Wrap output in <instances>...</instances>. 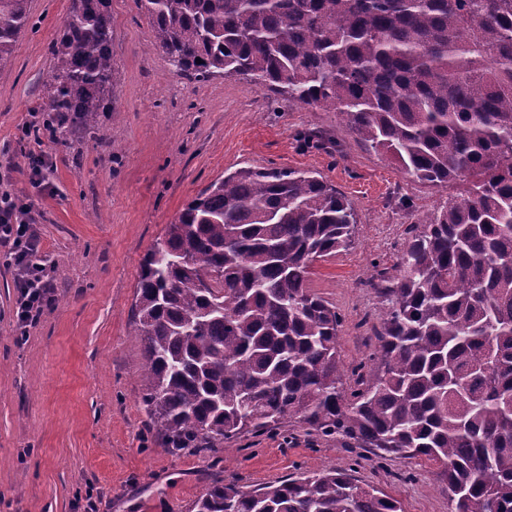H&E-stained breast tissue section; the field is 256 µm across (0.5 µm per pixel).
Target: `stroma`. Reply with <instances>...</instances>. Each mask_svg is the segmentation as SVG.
I'll use <instances>...</instances> for the list:
<instances>
[{
  "label": "stroma",
  "instance_id": "35a3bbf8",
  "mask_svg": "<svg viewBox=\"0 0 512 512\" xmlns=\"http://www.w3.org/2000/svg\"><path fill=\"white\" fill-rule=\"evenodd\" d=\"M70 0H31L32 28L0 67V179L34 202L49 310L20 336L15 270L0 259V512H189L211 482L256 488L333 468L398 500L449 512L435 464L379 458L297 419L225 443L223 454L167 447L142 406V346L131 326L140 265L185 204L252 166L318 173L357 214L353 244L319 261L312 292L342 317L338 354L354 370L378 347L386 303L370 288L395 276L418 215L448 199L357 143L333 112L273 99L240 78L177 73L135 0H112L114 109L66 143L20 141L50 72L49 45ZM48 152L43 188L27 157Z\"/></svg>",
  "mask_w": 512,
  "mask_h": 512
}]
</instances>
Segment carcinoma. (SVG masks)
<instances>
[{"mask_svg":"<svg viewBox=\"0 0 512 512\" xmlns=\"http://www.w3.org/2000/svg\"><path fill=\"white\" fill-rule=\"evenodd\" d=\"M195 78L246 76L336 113L419 182L457 187L377 274L378 351L345 386L342 319L309 287L352 244V204L309 171L242 168L200 191L145 255L132 304L143 403L173 448H220L296 418L438 464L450 512H512V0H136ZM0 0V66L30 26ZM42 111L56 139L111 109V0H70ZM201 63H196V59ZM189 512H402L325 470Z\"/></svg>","mask_w":512,"mask_h":512,"instance_id":"1","label":"carcinoma"}]
</instances>
